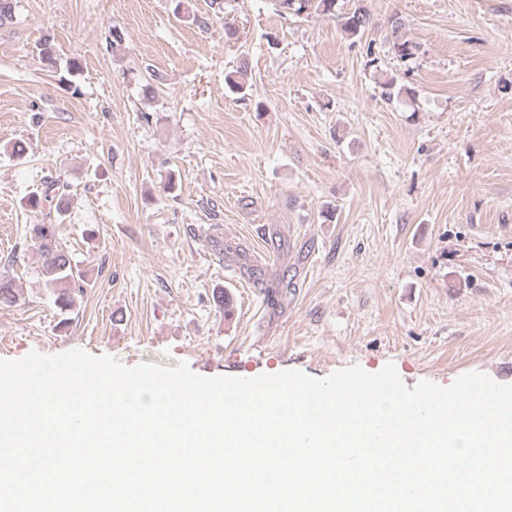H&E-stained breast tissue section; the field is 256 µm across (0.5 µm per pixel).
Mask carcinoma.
Returning a JSON list of instances; mask_svg holds the SVG:
<instances>
[{
    "mask_svg": "<svg viewBox=\"0 0 512 512\" xmlns=\"http://www.w3.org/2000/svg\"><path fill=\"white\" fill-rule=\"evenodd\" d=\"M338 0H277L278 11L283 15L301 17L312 13L329 15L336 19L341 31L349 39L359 40L363 37L371 24L370 15L361 7L351 12L336 13ZM404 23L398 16L391 18V33L388 39L389 49L395 57L407 61L414 57L418 51L416 43L405 37ZM368 66L378 70L379 80L384 95L391 99L401 97L404 88L397 85L394 77L384 74L379 69L378 58L373 51H368ZM229 90L237 94H247L248 67L243 65L226 76ZM67 187L57 181H47L42 188L32 193L28 206L33 210L44 213L49 217L51 213L62 215L68 208L66 199ZM59 225L33 224L30 227L32 240L37 244L42 257L41 274L45 288L55 296V303L63 308H71L75 303V295L83 292L85 274L72 263L68 253L58 248ZM20 300V294L14 281L5 276L0 277V302L13 304Z\"/></svg>",
    "mask_w": 512,
    "mask_h": 512,
    "instance_id": "carcinoma-1",
    "label": "carcinoma"
}]
</instances>
